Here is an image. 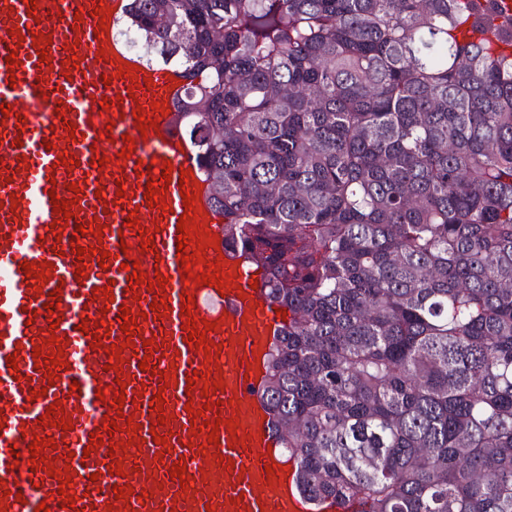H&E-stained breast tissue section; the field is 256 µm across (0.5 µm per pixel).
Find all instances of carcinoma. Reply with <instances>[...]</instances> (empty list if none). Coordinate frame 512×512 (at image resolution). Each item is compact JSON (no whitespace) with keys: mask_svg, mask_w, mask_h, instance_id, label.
Masks as SVG:
<instances>
[{"mask_svg":"<svg viewBox=\"0 0 512 512\" xmlns=\"http://www.w3.org/2000/svg\"><path fill=\"white\" fill-rule=\"evenodd\" d=\"M118 21L189 80L208 202L294 313L262 399L305 494L512 512V14L126 0Z\"/></svg>","mask_w":512,"mask_h":512,"instance_id":"1","label":"carcinoma"}]
</instances>
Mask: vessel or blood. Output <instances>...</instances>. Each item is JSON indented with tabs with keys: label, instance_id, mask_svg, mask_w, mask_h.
I'll return each instance as SVG.
<instances>
[{
	"label": "vessel or blood",
	"instance_id": "b4317fda",
	"mask_svg": "<svg viewBox=\"0 0 512 512\" xmlns=\"http://www.w3.org/2000/svg\"><path fill=\"white\" fill-rule=\"evenodd\" d=\"M0 0V512H360L334 498L310 501L297 486L296 466L278 447L271 416L259 399L265 356L284 321L266 295L262 267L226 248L224 218L205 199L195 157L171 111L184 88L174 70L133 62L111 29L124 0ZM108 9L107 18L95 8ZM107 28H100V21ZM41 42H33V34ZM18 62L7 66L5 59ZM128 67L120 76V67ZM151 122L140 132L139 119ZM73 130H66V123ZM130 157H121L122 148ZM73 159L65 166L63 158ZM171 162L164 207H147V182H161ZM196 194L195 225L205 244V264L184 268L177 256L182 192ZM69 204L68 226L52 196ZM138 228H126L128 215ZM101 225V236L80 227ZM152 240H144L143 230ZM85 248V256L73 244ZM110 259H102V252ZM43 271L27 277L24 263ZM142 283H134L130 263ZM193 275L219 272L224 289L185 283ZM166 279L154 286L155 276ZM112 287V296L102 293ZM59 297H52V290ZM193 297L186 306L185 297ZM164 299L162 318L146 313ZM54 311H47L49 302ZM136 314L132 333L121 331V307ZM211 322L206 340L220 345L209 355L190 344L188 317ZM59 326H51V319ZM103 322L107 333L93 346L79 323ZM58 337L64 362L46 371L38 357ZM153 339L155 352L145 341ZM122 345L121 370L109 369L107 352ZM16 367H8V355ZM166 404L156 411L153 396ZM59 412H51L53 403ZM219 421L218 443L207 431H191L190 410ZM168 414L159 424V414ZM71 422L68 430L58 421ZM116 422L115 435L104 432ZM136 433H128L129 424ZM53 439L41 462L30 464L35 437ZM186 467L171 478L173 463ZM121 465V474L110 473ZM273 473H266V466ZM68 469L72 484L60 487L50 468ZM127 493L116 498L114 486Z\"/></svg>",
	"mask_w": 512,
	"mask_h": 512
}]
</instances>
